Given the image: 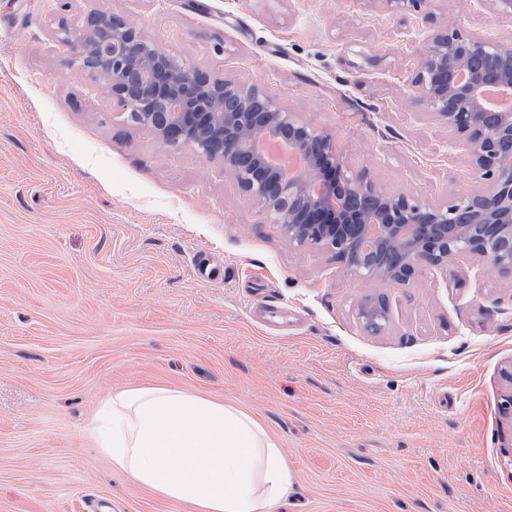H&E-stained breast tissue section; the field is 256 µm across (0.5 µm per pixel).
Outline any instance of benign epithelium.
<instances>
[{
  "label": "benign epithelium",
  "instance_id": "7a95c632",
  "mask_svg": "<svg viewBox=\"0 0 512 512\" xmlns=\"http://www.w3.org/2000/svg\"><path fill=\"white\" fill-rule=\"evenodd\" d=\"M385 11L433 17L431 0H369ZM64 44L73 59L105 76L120 105L167 145H192L224 165L243 193L280 226L297 247L332 251L353 276L405 281L425 267H448L459 253L480 257L501 274L512 273V154L499 157L496 144L512 143V112L493 113L484 104L490 85L512 87V43H492L446 28L420 51L409 95L448 126L486 183L473 195L436 204L394 195L365 172L345 163L332 137L282 107L256 86L242 87L185 66L143 40L125 23L100 17ZM261 140H277L301 152L306 165L288 177L257 152ZM396 249L404 266L378 262ZM365 326L378 331L384 303L359 308Z\"/></svg>",
  "mask_w": 512,
  "mask_h": 512
}]
</instances>
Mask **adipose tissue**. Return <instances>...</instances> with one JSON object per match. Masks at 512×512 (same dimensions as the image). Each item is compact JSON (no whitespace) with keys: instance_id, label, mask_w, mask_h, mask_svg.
I'll return each instance as SVG.
<instances>
[{"instance_id":"obj_1","label":"adipose tissue","mask_w":512,"mask_h":512,"mask_svg":"<svg viewBox=\"0 0 512 512\" xmlns=\"http://www.w3.org/2000/svg\"><path fill=\"white\" fill-rule=\"evenodd\" d=\"M93 429L113 470L191 512H273L292 487L276 438L253 415L184 389L113 392Z\"/></svg>"}]
</instances>
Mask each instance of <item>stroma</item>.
I'll return each mask as SVG.
<instances>
[{
	"instance_id": "stroma-1",
	"label": "stroma",
	"mask_w": 512,
	"mask_h": 512,
	"mask_svg": "<svg viewBox=\"0 0 512 512\" xmlns=\"http://www.w3.org/2000/svg\"><path fill=\"white\" fill-rule=\"evenodd\" d=\"M512 42V17L435 0ZM116 17L329 133L349 167L434 203L483 190L408 95L433 29L369 0H0V512H186L113 474L112 391L254 414L294 488L277 512H512V277L478 257L406 282L290 245L220 163L132 120L64 30ZM383 300L385 327L357 308Z\"/></svg>"
}]
</instances>
